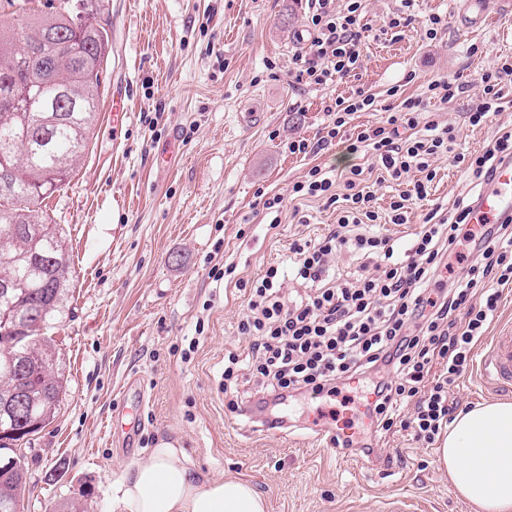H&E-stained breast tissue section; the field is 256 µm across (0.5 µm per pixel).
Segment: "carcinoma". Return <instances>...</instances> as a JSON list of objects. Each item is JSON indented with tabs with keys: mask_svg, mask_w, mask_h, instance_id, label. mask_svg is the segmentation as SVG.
Instances as JSON below:
<instances>
[{
	"mask_svg": "<svg viewBox=\"0 0 512 512\" xmlns=\"http://www.w3.org/2000/svg\"><path fill=\"white\" fill-rule=\"evenodd\" d=\"M102 0H60L46 13L0 15V512H19L27 487L22 446L55 418L66 397L60 351L41 335L63 315L73 280L67 239L38 206L62 189L83 158L97 123L103 62L112 35L94 24ZM70 43L83 52L73 56ZM27 48L25 60L19 52Z\"/></svg>",
	"mask_w": 512,
	"mask_h": 512,
	"instance_id": "obj_1",
	"label": "carcinoma"
}]
</instances>
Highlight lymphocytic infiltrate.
Instances as JSON below:
<instances>
[{
  "label": "lymphocytic infiltrate",
  "instance_id": "1",
  "mask_svg": "<svg viewBox=\"0 0 512 512\" xmlns=\"http://www.w3.org/2000/svg\"><path fill=\"white\" fill-rule=\"evenodd\" d=\"M312 37L292 58L291 77L301 87L327 86L362 68V34L366 31L363 0H307ZM402 0L381 33H401L419 26L424 39H436L448 27L447 16L429 15L417 21ZM512 83V57L501 56L485 68L478 103L465 112L470 126L483 125L500 111L502 86ZM399 97L388 107L384 121L360 130L350 153L362 154L384 169L390 179L405 184L391 195L389 222L404 224L413 204L428 196L436 178V162L451 157L465 164L480 182H489L497 163L512 158V128H502L481 154L471 157L455 150L458 129L426 120L421 98ZM375 104V96L357 87L347 97L326 105L327 123L316 141L289 142L290 153H317L342 139L352 116ZM365 174L355 165L338 176L311 167L294 182L289 195H261L263 210L279 214L286 197L343 204L336 228L316 240L296 242L288 267L269 266L245 289L247 311L239 320V335L251 337L246 356L231 352L224 360V378L242 375L260 379L258 411L265 425L281 429L285 420L278 408L300 393L316 398L337 394L339 386L375 378L364 415L372 436L357 442L334 436L332 444L348 454L371 457L374 438L407 432L422 445H433L447 430L459 403L454 396L460 379L473 361V349L485 336L498 312L501 286L512 284V215L494 224H474L475 206L455 203L449 214L431 209L408 248H399L384 231L363 192ZM360 256L359 277L332 280L330 260L341 251ZM304 285L303 294L287 298L286 280Z\"/></svg>",
  "mask_w": 512,
  "mask_h": 512
}]
</instances>
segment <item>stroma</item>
I'll list each match as a JSON object with an SVG mask.
<instances>
[{"label":"stroma","mask_w":512,"mask_h":512,"mask_svg":"<svg viewBox=\"0 0 512 512\" xmlns=\"http://www.w3.org/2000/svg\"><path fill=\"white\" fill-rule=\"evenodd\" d=\"M462 3L416 0L418 17L447 15L436 39L411 28L398 40L367 35L359 77L298 88L288 70L307 30L305 0H103L113 30L101 101L110 103L125 80L129 106L117 127L111 113H99L69 183L41 205L66 234L74 274L67 312L50 331L69 388L27 451L24 512H60L72 498L87 512H112L117 479L163 443L183 449L200 477L250 481L269 512H479L449 487L434 448L406 433L376 448L393 466L351 455L339 465L314 453L309 399L291 401V429L257 431L227 409L222 390L225 351H249L237 333L247 300L236 281L287 260L294 241L326 234L340 216L317 202L288 206L273 228L258 191L284 194L312 166L345 172L358 161L337 144L292 154L288 141L313 139L325 105L360 84L377 108L356 113L350 133L380 120L398 84L420 95L428 79L449 76L465 85L461 101L469 103L483 69L512 55V7L484 0V21L469 31L457 23ZM502 94V112L480 127L435 103L428 110L459 124L457 152L475 155L512 122V86ZM243 112L263 119L242 125ZM478 191L462 168L440 159L427 201L390 233L406 246L425 210ZM217 264L233 272L215 282L208 272ZM192 337L200 344L182 360ZM132 374L145 405L122 442L108 423Z\"/></svg>","instance_id":"stroma-1"}]
</instances>
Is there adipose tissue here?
Listing matches in <instances>:
<instances>
[{
    "label": "adipose tissue",
    "mask_w": 512,
    "mask_h": 512,
    "mask_svg": "<svg viewBox=\"0 0 512 512\" xmlns=\"http://www.w3.org/2000/svg\"><path fill=\"white\" fill-rule=\"evenodd\" d=\"M436 454L451 488L480 512H512L511 402L461 410ZM112 512H267V503L244 480L199 477L164 443L125 472Z\"/></svg>",
    "instance_id": "1"
}]
</instances>
